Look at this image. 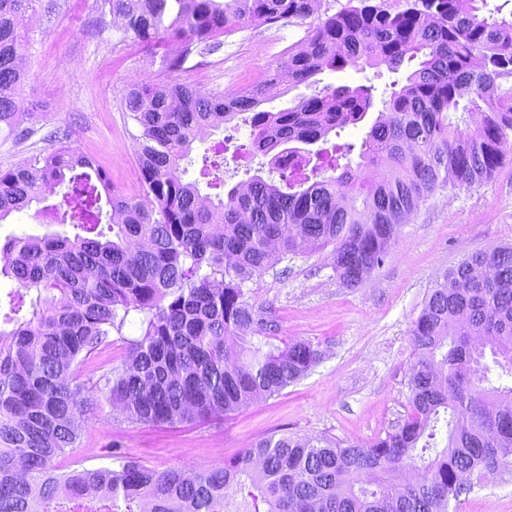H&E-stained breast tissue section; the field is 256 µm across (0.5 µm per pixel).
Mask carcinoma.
Wrapping results in <instances>:
<instances>
[{"label": "carcinoma", "instance_id": "obj_1", "mask_svg": "<svg viewBox=\"0 0 512 512\" xmlns=\"http://www.w3.org/2000/svg\"><path fill=\"white\" fill-rule=\"evenodd\" d=\"M32 2L0 0V130L14 131L22 110L18 60ZM486 6L347 0L333 13L311 0H98L99 22L124 18L143 47L184 46L161 56L168 73L253 27L291 25L304 36L266 80L231 98L168 81L128 86L149 210L113 192L65 130L51 133L57 147L0 169V222L65 184L46 209L75 230L11 236L0 251V274L17 284L0 312V512H448L473 480L512 461V247L501 246L462 260L427 296L412 327L409 411L383 438L273 434L192 474L128 457L56 464L75 447L92 395L130 423L184 424L230 417L311 371L320 352L282 340L243 285L275 253L293 259L331 245L334 271L356 287L437 189L481 184L501 167L512 88L501 91L498 79L512 74V11ZM413 61L357 163L355 144L327 148L326 137L364 119L372 87L325 86L284 112L258 110L282 71L297 86L325 69L397 72ZM239 118L252 127L253 152L284 168L280 183L255 175L247 190L203 207L180 163L197 131ZM132 316L139 335L121 363L80 380Z\"/></svg>", "mask_w": 512, "mask_h": 512}]
</instances>
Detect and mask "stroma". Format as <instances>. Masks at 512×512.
<instances>
[{"label": "stroma", "instance_id": "1", "mask_svg": "<svg viewBox=\"0 0 512 512\" xmlns=\"http://www.w3.org/2000/svg\"><path fill=\"white\" fill-rule=\"evenodd\" d=\"M32 14L38 22L24 29L20 95L26 118L14 132H0V169L50 149V133L61 128L73 146L95 158L116 192L139 196V128L124 97L139 69L160 71L159 57L123 30L101 26L95 0H36ZM302 36L294 26L239 32L215 52L190 55L171 79L214 94L230 85L241 88L283 62ZM404 78L370 67L326 70L317 86H280L263 108L287 110L319 86L371 84L381 90ZM250 140L251 127L242 121L213 129L211 142H195L183 160L186 180H199L212 143L233 149ZM506 245L512 246V154L482 185L436 192L401 225L383 264L357 287L338 278L327 248L274 261L271 271L246 282L252 302L275 310L280 337L309 341L321 352L312 371L278 396L228 418L163 428L124 421L102 400L78 416V446L61 463L96 468L112 464L118 453L158 470L188 471L223 462L273 433L360 443L385 435L407 412L411 329L427 295L468 255ZM456 512H512V465L476 484Z\"/></svg>", "mask_w": 512, "mask_h": 512}]
</instances>
